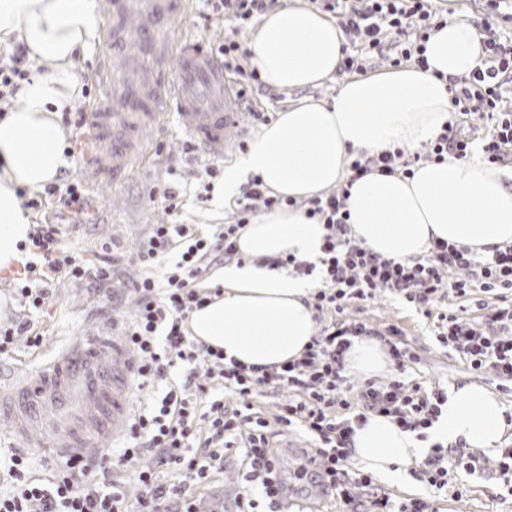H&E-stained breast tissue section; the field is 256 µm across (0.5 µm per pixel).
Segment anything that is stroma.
<instances>
[{
	"label": "stroma",
	"mask_w": 512,
	"mask_h": 512,
	"mask_svg": "<svg viewBox=\"0 0 512 512\" xmlns=\"http://www.w3.org/2000/svg\"><path fill=\"white\" fill-rule=\"evenodd\" d=\"M188 143L175 117H167L163 129L147 146L139 171L122 184L104 183L91 189L92 206L87 215L59 220L48 211L33 213V223L57 224L63 249L84 257H120L110 286L117 307L108 309L101 292L83 285L67 280L56 284L47 311L34 319V331L42 336V346L32 348L24 339H17L8 353L0 355V385H14L28 368L48 359L83 332L93 330L96 322L128 318L131 309L128 292L138 269L127 264L126 259L135 253L148 226L166 219L160 203L151 198L154 187L168 182L185 186L180 222L198 225L203 232L209 225L226 222V213H213L208 201L196 196L195 172L201 160L196 151L188 150ZM346 316L378 330L397 325L417 356L408 368L412 378L444 387L465 382L481 385L496 393L507 413H512V393L501 389L494 374L469 370L457 353L437 341L431 320L413 305L381 294L374 301L349 307ZM279 444L281 466L288 483V512H341L342 503L326 497L315 484L294 477L305 461L303 434L290 433L280 438ZM495 469L496 458L489 455L482 472L468 475L461 470L450 471V484L460 485L462 489L458 498L443 491L428 494L423 483L411 476L398 483L383 480L379 486L397 500L429 498L433 512H512V494L496 479ZM244 486L239 462L231 453L224 460L223 473L197 488L195 494L205 512H236Z\"/></svg>",
	"instance_id": "35a3bbf8"
}]
</instances>
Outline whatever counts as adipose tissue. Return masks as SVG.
Segmentation results:
<instances>
[{
    "mask_svg": "<svg viewBox=\"0 0 512 512\" xmlns=\"http://www.w3.org/2000/svg\"><path fill=\"white\" fill-rule=\"evenodd\" d=\"M101 22L97 0H0V40L19 37L32 60L55 66L35 76L23 90L22 105L0 121V271L24 259L18 245L27 239L31 218L18 190L43 189L68 165L60 114L80 98L82 81L67 66L95 40ZM344 46L337 21L301 0L264 15L248 42L263 79L290 91L323 86L341 67ZM482 54L477 28L453 14L431 32L429 70L404 65L355 76L332 96L280 110L225 168L215 204L225 207L256 175L277 196L298 204L262 213L239 232L243 261L214 273L224 293L191 313V338L248 367L300 358L317 332L311 305L317 283L268 262L291 254L319 261L326 230L306 216L301 202L343 182L350 154L417 149L442 133L454 111L450 80L468 75ZM347 208L356 240L386 259L425 257L438 239L480 255L512 244V175L478 152L465 160L420 164L410 178L366 174L354 182ZM347 364L368 379L392 372L380 343L369 337L353 339ZM506 427L498 397L465 383L449 387L432 438L491 454ZM352 448L358 466L386 479L399 478L427 452L416 433L375 414L356 428Z\"/></svg>",
    "mask_w": 512,
    "mask_h": 512,
    "instance_id": "adipose-tissue-1",
    "label": "adipose tissue"
}]
</instances>
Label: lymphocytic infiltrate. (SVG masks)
Segmentation results:
<instances>
[{"instance_id": "lymphocytic-infiltrate-1", "label": "lymphocytic infiltrate", "mask_w": 512, "mask_h": 512, "mask_svg": "<svg viewBox=\"0 0 512 512\" xmlns=\"http://www.w3.org/2000/svg\"><path fill=\"white\" fill-rule=\"evenodd\" d=\"M212 13L232 22L222 43L211 46L222 56L226 70L241 78L238 92L247 96L264 82L239 33L280 0H208ZM339 19L350 46L344 73L362 75L373 55L388 54L392 66L411 62L427 68L426 43L438 23L432 0H313ZM485 55L466 78L450 80L448 91L457 112L492 121L482 138L484 158L498 164L512 159V109L501 107V87L512 80V39L495 32L483 38ZM33 73L24 45L0 56V119L10 112ZM470 133L447 125L423 151H386L358 154L350 160L348 184L309 200L307 215L319 218L326 234L320 263L288 257L281 265L302 276L318 275L313 295L317 317L330 322L312 338L299 359L276 369L225 363L221 351L190 338L187 320L196 309L221 296L222 286L203 287L211 265L238 259L235 239L259 210L281 206L260 177L240 188L232 222L202 232L191 224H152L140 242L135 262L162 266L158 276H144L133 284L136 310L123 335L132 348L137 370L133 386L143 397L123 440L98 457L66 464L51 480L33 476L27 459L11 454L9 491L0 493V512H197L194 488L223 469L228 451L238 452L249 498L280 505L285 497L275 438L291 428L311 437L315 471L300 468L298 478L315 483L343 503L347 512H429L430 504L414 499L393 505L391 497L373 489L370 475L352 462L351 437L368 415L393 418L407 431L426 435L448 403V395L407 378L415 355L401 339L397 326H388L383 340L398 375L387 385L367 379L351 384L346 353L356 336L369 335L366 324L344 320L353 304L375 299L384 291L414 304L424 316H436L438 340L458 353L471 370L490 372L512 384V245L478 255L445 241H434L423 259H385L358 243L348 224V185L370 172L401 173L410 177L417 164L467 158L473 149ZM53 204L57 214L81 216L87 210L85 187L78 182L46 185L26 198L24 205L39 209ZM34 255L16 274L17 292L24 307L40 311L50 303L54 281L68 279L89 288L103 287L114 275L112 264H91L59 246L58 228L37 224L28 233ZM481 289L487 299L477 302L478 314H433L432 306L448 296L464 297ZM277 396V414L267 419L251 403L254 393ZM138 463L136 498L125 485L112 480V470ZM476 457H464L435 444L417 470L434 490L448 485L449 469L476 470ZM168 470L173 484L158 482ZM100 472L103 483L90 481Z\"/></svg>"}]
</instances>
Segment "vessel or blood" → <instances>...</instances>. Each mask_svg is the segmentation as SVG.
Wrapping results in <instances>:
<instances>
[{
	"label": "vessel or blood",
	"mask_w": 512,
	"mask_h": 512,
	"mask_svg": "<svg viewBox=\"0 0 512 512\" xmlns=\"http://www.w3.org/2000/svg\"><path fill=\"white\" fill-rule=\"evenodd\" d=\"M103 96L88 112L81 165L90 186L131 176L168 113L201 154L217 161L248 135L243 104L222 63L184 34L191 0H106ZM118 324H96L51 360L0 391V419L22 447L62 463L96 456L102 437L123 439L132 412L135 358Z\"/></svg>",
	"instance_id": "vessel-or-blood-1"
}]
</instances>
